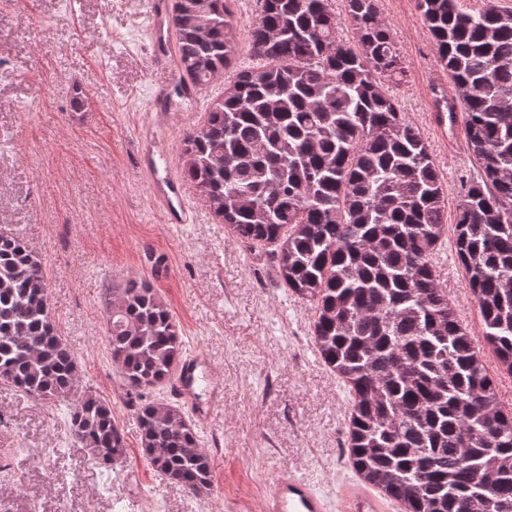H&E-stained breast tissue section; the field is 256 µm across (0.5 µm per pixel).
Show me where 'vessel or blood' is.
<instances>
[{
  "label": "vessel or blood",
  "mask_w": 512,
  "mask_h": 512,
  "mask_svg": "<svg viewBox=\"0 0 512 512\" xmlns=\"http://www.w3.org/2000/svg\"><path fill=\"white\" fill-rule=\"evenodd\" d=\"M146 7L155 66L181 80L188 98L194 104H201L205 87L192 83L181 73L168 0H147ZM167 95L166 84H155L147 121L138 129L140 154L146 171L151 174V192L162 208L166 223L190 224L195 214L185 184L174 173L162 177L154 173L155 158L159 154V137L154 124L167 114ZM212 383L210 365L203 354L197 352L188 353L181 360L170 383L171 395L189 406L195 421L202 427L209 424L211 404L201 399L199 390ZM398 508V501L355 478L343 484L336 501H328L311 480L285 469L266 484L261 503L262 512H397Z\"/></svg>",
  "instance_id": "b4317fda"
}]
</instances>
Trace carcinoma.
<instances>
[{
    "label": "carcinoma",
    "mask_w": 512,
    "mask_h": 512,
    "mask_svg": "<svg viewBox=\"0 0 512 512\" xmlns=\"http://www.w3.org/2000/svg\"><path fill=\"white\" fill-rule=\"evenodd\" d=\"M236 0H173L182 71L205 85L236 56ZM417 0L482 178L454 224L455 256L483 340L512 376V7L477 13ZM258 63L224 82L205 124L183 139V177L250 249L271 246L284 285L313 303L321 359L349 389V460L406 512H512V412L497 402L474 337L439 287L445 178L387 83L406 77L379 0H257ZM106 341L131 390L167 383L183 356L166 302L129 279L111 289ZM77 363L48 307L35 251L0 233V380L63 399ZM151 467L200 496L211 460L184 412L136 407ZM72 438L111 469L126 435L96 394L69 408Z\"/></svg>",
    "instance_id": "carcinoma-1"
}]
</instances>
